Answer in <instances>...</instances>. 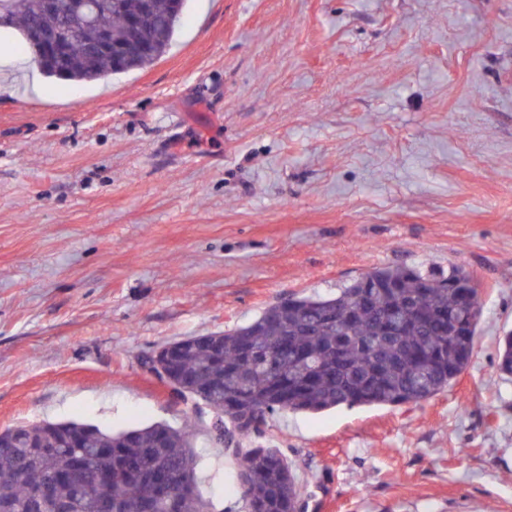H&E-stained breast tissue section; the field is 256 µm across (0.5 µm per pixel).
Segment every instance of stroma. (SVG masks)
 Listing matches in <instances>:
<instances>
[{"mask_svg": "<svg viewBox=\"0 0 512 512\" xmlns=\"http://www.w3.org/2000/svg\"><path fill=\"white\" fill-rule=\"evenodd\" d=\"M0 32V430L215 420L141 364L389 264L479 284L467 367L418 405L270 416L305 512H512V0H187L87 83ZM204 496L236 461L203 448ZM497 370L504 380H512V331L506 332L499 342Z\"/></svg>", "mask_w": 512, "mask_h": 512, "instance_id": "obj_1", "label": "stroma"}]
</instances>
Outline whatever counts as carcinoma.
Returning <instances> with one entry per match:
<instances>
[{"instance_id": "carcinoma-1", "label": "carcinoma", "mask_w": 512, "mask_h": 512, "mask_svg": "<svg viewBox=\"0 0 512 512\" xmlns=\"http://www.w3.org/2000/svg\"><path fill=\"white\" fill-rule=\"evenodd\" d=\"M86 23L78 0H10L0 27L20 31L68 25L69 56L49 78L96 81L143 68L168 50L185 0H96ZM139 19L154 43L150 55L132 53L123 64L92 54L99 29L112 44L129 40L127 21ZM468 274L421 266L384 265L353 279L334 296L292 295L252 321L223 332L189 336L159 349L169 362L168 385L197 400L240 444L259 435L270 415L317 414L338 407L418 405L448 388L468 365L481 315L478 287H453ZM497 370L512 380V331L499 342ZM186 426L157 423L119 431L69 422L23 424L0 436V512H50L38 494L50 490L65 512H164L178 497V512H224L197 490L201 455ZM234 482L243 512H302V492L278 448H235Z\"/></svg>"}]
</instances>
